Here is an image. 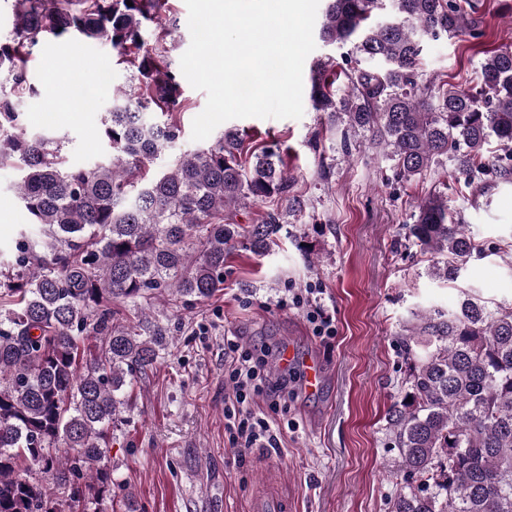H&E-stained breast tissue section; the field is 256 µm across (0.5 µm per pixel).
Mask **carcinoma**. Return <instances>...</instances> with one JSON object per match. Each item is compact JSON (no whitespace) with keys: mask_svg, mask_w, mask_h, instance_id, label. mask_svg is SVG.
Listing matches in <instances>:
<instances>
[{"mask_svg":"<svg viewBox=\"0 0 512 512\" xmlns=\"http://www.w3.org/2000/svg\"><path fill=\"white\" fill-rule=\"evenodd\" d=\"M480 8L328 0L320 36L337 54L315 63L310 101L346 125L344 150L348 133L363 135L406 182L448 163L467 188L512 183V47L489 52L472 90L418 70L427 41L482 36ZM166 10L167 0H12L0 40V167L19 173L28 223L16 256L0 259V512H108L102 459L125 422V387L168 345L149 315L125 325L119 307L213 297L237 244L269 254L288 216L306 208L269 146L247 150L226 131L207 148L176 150L180 83L163 44L141 42L146 29L165 30ZM73 33L109 43L136 80L107 112L106 158L89 168L71 165L63 139L31 130L21 111L38 94L27 69L36 48ZM258 203L274 208L257 224L233 222ZM411 219L409 236L436 257L432 274L457 280L479 248L448 196L427 194ZM405 332L411 401L386 415L390 512H512V307L466 294ZM89 336L100 339L91 354Z\"/></svg>","mask_w":512,"mask_h":512,"instance_id":"carcinoma-1","label":"carcinoma"}]
</instances>
